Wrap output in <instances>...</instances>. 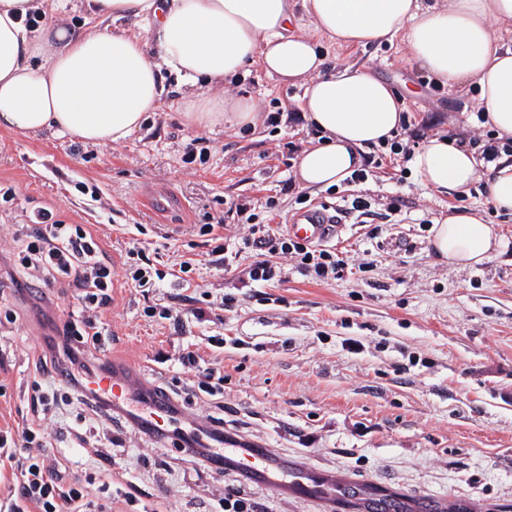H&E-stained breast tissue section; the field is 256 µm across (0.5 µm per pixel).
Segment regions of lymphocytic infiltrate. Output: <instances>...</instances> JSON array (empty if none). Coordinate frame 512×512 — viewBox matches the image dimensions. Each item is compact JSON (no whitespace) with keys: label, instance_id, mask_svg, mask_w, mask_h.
Returning <instances> with one entry per match:
<instances>
[{"label":"lymphocytic infiltrate","instance_id":"obj_1","mask_svg":"<svg viewBox=\"0 0 512 512\" xmlns=\"http://www.w3.org/2000/svg\"><path fill=\"white\" fill-rule=\"evenodd\" d=\"M200 231L207 238L210 263L215 268L231 269L241 250L253 249L259 257L248 270V279L259 285L281 274V262L292 259L297 271L326 283L338 279L344 262L335 252L293 239L287 228L252 224L239 243L227 241L219 225L204 224ZM15 247L10 260L8 281L11 290L28 302L44 334L36 371H51L61 376L65 402L79 405L111 417L110 402L92 389L90 380L112 373L111 361L95 354L105 329L101 316L112 303V257L102 247L96 232L87 224H63L50 210L34 214L31 223L18 225L12 233ZM130 264L124 265L128 285L150 294L163 288L165 274L158 272L151 259L137 247L126 252ZM74 291L79 304L67 314H57L51 290ZM33 404L39 415L19 428H0V467L12 469L13 484L4 509L0 512H86L87 486L67 482L53 460L36 455L45 438L43 414L56 405V398L43 389L39 378L33 381ZM168 430L176 445L196 447L200 466L215 463V450L224 443V431L218 420L206 422L185 416L182 408L169 405ZM21 448L30 449L27 457H18Z\"/></svg>","mask_w":512,"mask_h":512}]
</instances>
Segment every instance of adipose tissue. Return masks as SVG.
<instances>
[{"instance_id": "ef3b65f1", "label": "adipose tissue", "mask_w": 512, "mask_h": 512, "mask_svg": "<svg viewBox=\"0 0 512 512\" xmlns=\"http://www.w3.org/2000/svg\"><path fill=\"white\" fill-rule=\"evenodd\" d=\"M74 0H0V129L47 132L84 143L119 142L160 106L165 74L188 86L191 126L254 124L253 105L223 87L248 67L302 83L298 109L317 133L296 162L301 188L341 184L366 149L390 140L402 94L363 67L324 73L316 42L292 32L305 17L340 46L402 39L437 83L477 88L497 138L512 139V47L491 26L512 25V0H75L86 28L54 17ZM41 17L27 28L29 15ZM410 164L432 193L460 191L477 177L472 151L436 133ZM500 238L467 211L432 226L434 253L466 267L487 259Z\"/></svg>"}]
</instances>
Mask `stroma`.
<instances>
[{
  "label": "stroma",
  "mask_w": 512,
  "mask_h": 512,
  "mask_svg": "<svg viewBox=\"0 0 512 512\" xmlns=\"http://www.w3.org/2000/svg\"><path fill=\"white\" fill-rule=\"evenodd\" d=\"M324 49L329 66L365 64L404 92L424 135L477 133L475 86L435 83L401 41ZM225 91L250 100L255 129L186 125L182 90L169 78L160 108L121 142L0 129V188L16 191L0 200V225L29 223L46 208L63 223L93 225L114 263L132 241L160 269L194 259L193 282L215 305L209 321L186 313L182 331H174L143 312L149 303L171 305L174 289L146 300L117 275L103 349L146 387L193 389L191 408L207 416L217 399L196 391L193 374L174 362L183 348L196 351L224 378L225 433L306 472L431 498L447 512H512V212L491 206V169L479 170L463 194L437 196L421 185L409 156H392L361 186L375 218L349 216L329 243L346 263L341 279L318 282L286 261L280 281L244 287L256 252L242 253L236 270L212 269L199 227L222 218L230 202L247 204L262 223L290 219L299 206L295 192L283 189L294 176L285 145L305 148L315 133L298 118L301 85L253 66ZM272 112L278 125L267 121ZM193 141L201 156L188 155ZM395 196L400 212L383 219ZM454 209L478 214L501 237L480 264L454 267L432 252L431 222ZM227 295L236 299L230 312L219 307ZM39 343L32 323L0 330L2 427L32 417ZM106 430L117 445L100 447ZM43 445L70 476L122 486L126 495L113 500L112 512H222L219 501L237 480L72 406L53 415ZM246 491L257 512H334L317 497L251 483Z\"/></svg>",
  "instance_id": "35a3bbf8"
}]
</instances>
